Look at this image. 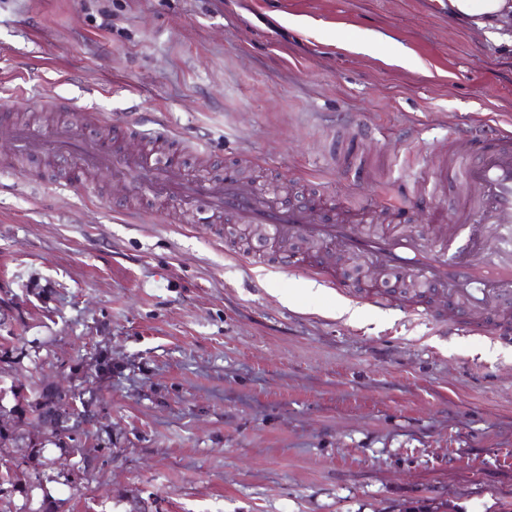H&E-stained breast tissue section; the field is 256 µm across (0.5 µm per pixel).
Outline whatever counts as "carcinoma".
<instances>
[{
  "instance_id": "cac0c4a2",
  "label": "carcinoma",
  "mask_w": 512,
  "mask_h": 512,
  "mask_svg": "<svg viewBox=\"0 0 512 512\" xmlns=\"http://www.w3.org/2000/svg\"><path fill=\"white\" fill-rule=\"evenodd\" d=\"M12 394L15 404L9 408L1 404L0 396V456L22 438L20 427L29 422L38 424L42 439L28 443V447L41 448L45 442L58 448L76 446L89 419L88 406L94 404V398L84 397L81 390H60L52 385L37 386L30 397L15 389ZM35 489L37 485L26 471L16 470L7 475L0 481V512H12V494L19 492L30 500Z\"/></svg>"
}]
</instances>
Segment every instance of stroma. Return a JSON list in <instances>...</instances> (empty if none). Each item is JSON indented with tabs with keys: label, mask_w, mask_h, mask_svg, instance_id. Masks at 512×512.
<instances>
[{
	"label": "stroma",
	"mask_w": 512,
	"mask_h": 512,
	"mask_svg": "<svg viewBox=\"0 0 512 512\" xmlns=\"http://www.w3.org/2000/svg\"><path fill=\"white\" fill-rule=\"evenodd\" d=\"M111 28H101L103 14ZM181 132L186 178L231 161L295 203L413 194L461 127L512 121V45L442 0H0V126L84 109ZM204 140L207 159L194 152ZM0 142V386L73 377L83 442L15 452L61 512H512V343L436 334L266 266L110 175L83 190ZM67 470L68 481L56 478Z\"/></svg>",
	"instance_id": "obj_1"
}]
</instances>
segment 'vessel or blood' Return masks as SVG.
Segmentation results:
<instances>
[{
	"mask_svg": "<svg viewBox=\"0 0 512 512\" xmlns=\"http://www.w3.org/2000/svg\"><path fill=\"white\" fill-rule=\"evenodd\" d=\"M109 114L86 109L75 125H63L45 139L13 126V149L56 163L74 160L73 187L80 172L123 165L144 178L157 208L187 207L209 197L216 217L228 224L261 227L273 242L317 240L326 249L324 260L306 252L274 257L276 268L316 278L337 293L372 304H389L392 277L408 279L420 300L441 297L449 315H436L434 327L447 334L466 324L479 335L512 340V128L481 125L455 134L453 158L435 170L458 196L455 211L435 212L433 232L424 238L407 222V205L375 203L356 206L318 189L306 204L283 207L247 183L237 167L225 168L217 180L190 185L180 173L177 151L148 153L139 139L127 137L123 148L112 139L90 136V129L108 122ZM355 253L365 258L373 275L369 283L350 286L336 269V256Z\"/></svg>",
	"mask_w": 512,
	"mask_h": 512,
	"instance_id": "obj_1",
	"label": "vessel or blood"
}]
</instances>
